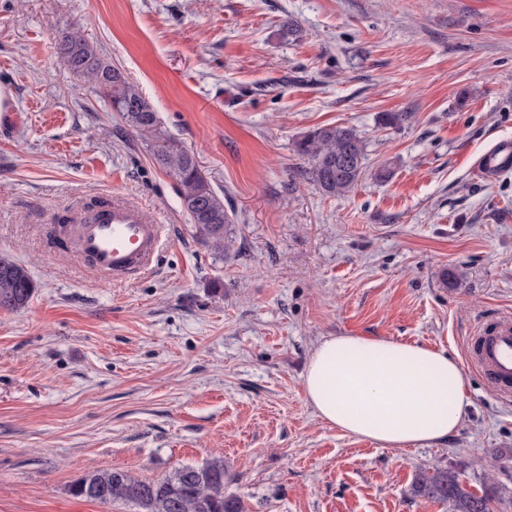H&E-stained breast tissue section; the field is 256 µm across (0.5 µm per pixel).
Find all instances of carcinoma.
Segmentation results:
<instances>
[{"mask_svg":"<svg viewBox=\"0 0 512 512\" xmlns=\"http://www.w3.org/2000/svg\"><path fill=\"white\" fill-rule=\"evenodd\" d=\"M56 49L73 75L89 81L130 128L155 140L154 156L178 183L182 208L211 247L224 251L231 219L194 156L170 143L152 106L118 68L99 55L80 27L60 33ZM297 152L308 160L304 174L325 196L349 192L364 170L365 142L352 127H317L297 142ZM35 293L36 284L27 267L1 256L0 308H24ZM462 476V470L455 468L424 470L416 476L411 492L448 503L453 512H490L493 498L489 488L483 486L476 492ZM230 481L224 462L213 460L200 466L178 467L152 480H142L126 469L96 470L72 485L70 493L102 504L132 503L139 512H248L241 497L226 492Z\"/></svg>","mask_w":512,"mask_h":512,"instance_id":"1","label":"carcinoma"}]
</instances>
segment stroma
<instances>
[{
  "mask_svg": "<svg viewBox=\"0 0 512 512\" xmlns=\"http://www.w3.org/2000/svg\"><path fill=\"white\" fill-rule=\"evenodd\" d=\"M75 26L195 157L232 220L224 252L150 141L77 89L56 50ZM0 85L18 116L0 129V256L37 284L0 309V512H138L69 488L212 460L249 512H450L410 488L462 462L512 512V401L467 362L468 337L512 317V174L475 165L512 141V0H0ZM323 125L366 143L342 196L295 149ZM112 198L169 239L155 272L109 284L49 227ZM339 335L459 360L461 427L400 450L323 422L304 374Z\"/></svg>",
  "mask_w": 512,
  "mask_h": 512,
  "instance_id": "1",
  "label": "stroma"
}]
</instances>
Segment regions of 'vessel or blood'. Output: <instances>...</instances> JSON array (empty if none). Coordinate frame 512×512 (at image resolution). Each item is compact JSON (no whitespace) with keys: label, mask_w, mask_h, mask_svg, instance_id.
<instances>
[{"label":"vessel or blood","mask_w":512,"mask_h":512,"mask_svg":"<svg viewBox=\"0 0 512 512\" xmlns=\"http://www.w3.org/2000/svg\"><path fill=\"white\" fill-rule=\"evenodd\" d=\"M484 176L512 171V145L500 144L477 162ZM163 225L140 206L120 200L94 209L71 225L70 237L79 254L106 282L140 275L153 266L162 241ZM470 365L486 377L491 389L503 399L512 398V323H500L468 353Z\"/></svg>","instance_id":"b4317fda"}]
</instances>
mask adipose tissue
I'll use <instances>...</instances> for the list:
<instances>
[{
    "label": "adipose tissue",
    "mask_w": 512,
    "mask_h": 512,
    "mask_svg": "<svg viewBox=\"0 0 512 512\" xmlns=\"http://www.w3.org/2000/svg\"><path fill=\"white\" fill-rule=\"evenodd\" d=\"M317 416L385 448L428 445L464 421L463 371L446 352L363 336L315 346L304 382Z\"/></svg>",
    "instance_id": "adipose-tissue-1"
}]
</instances>
